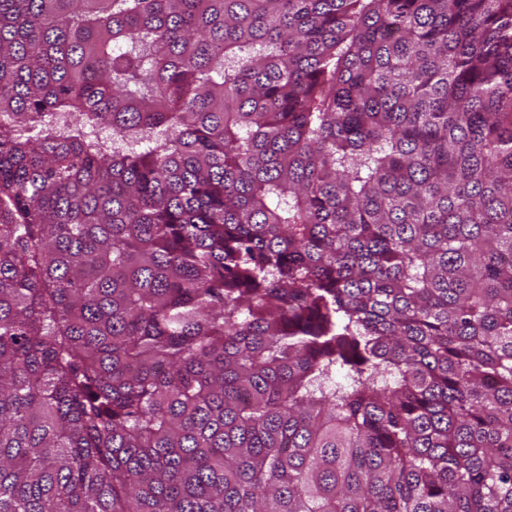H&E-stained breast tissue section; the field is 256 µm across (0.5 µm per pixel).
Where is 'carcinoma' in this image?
<instances>
[{
    "mask_svg": "<svg viewBox=\"0 0 512 512\" xmlns=\"http://www.w3.org/2000/svg\"><path fill=\"white\" fill-rule=\"evenodd\" d=\"M0 512H512V0H0Z\"/></svg>",
    "mask_w": 512,
    "mask_h": 512,
    "instance_id": "cac0c4a2",
    "label": "carcinoma"
}]
</instances>
